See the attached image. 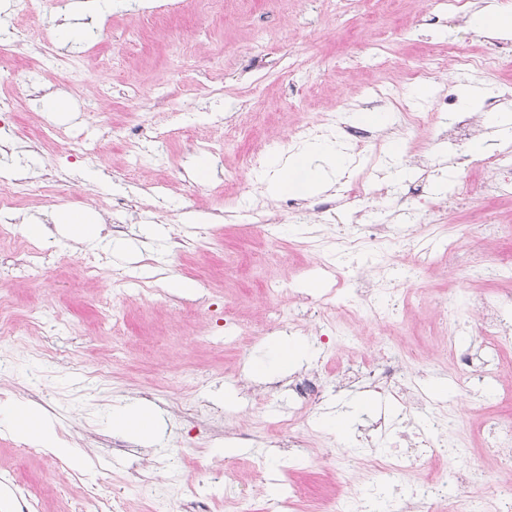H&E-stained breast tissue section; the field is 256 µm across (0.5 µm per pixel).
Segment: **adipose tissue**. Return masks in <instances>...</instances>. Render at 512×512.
<instances>
[{"mask_svg":"<svg viewBox=\"0 0 512 512\" xmlns=\"http://www.w3.org/2000/svg\"><path fill=\"white\" fill-rule=\"evenodd\" d=\"M344 163L345 158L339 149L325 143H311L289 153L286 160L273 162L272 174L267 179L268 188L274 193L293 191L310 196L324 190ZM0 422L36 441L39 447L61 456L71 453L55 428L27 403H1ZM112 426L132 437L150 439L157 431V417L150 406L128 404L113 409Z\"/></svg>","mask_w":512,"mask_h":512,"instance_id":"ef3b65f1","label":"adipose tissue"}]
</instances>
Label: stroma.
<instances>
[{
	"label": "stroma",
	"mask_w": 512,
	"mask_h": 512,
	"mask_svg": "<svg viewBox=\"0 0 512 512\" xmlns=\"http://www.w3.org/2000/svg\"><path fill=\"white\" fill-rule=\"evenodd\" d=\"M87 0L36 7L21 14L0 0V19L22 34L19 56L0 61V97L14 112L0 121V184L19 191L15 221L0 235V385L17 391L54 425L82 464L73 473L26 450L27 439L0 428V512H73L76 503L115 512H224L226 498L254 512L302 487L305 502L341 494L355 500L391 484L399 505L414 503L418 485L446 484L455 464L472 473L462 498L491 504L512 495V455L483 445L487 420L512 427V373L489 377L476 392L461 389L449 345L481 357L482 318L500 310L504 285L490 274L465 271L470 255L485 266L512 259V129L479 126L486 150L459 164L448 141L457 117L512 114V60L497 37L470 25L487 8L512 11V0H468L464 14L446 0H179L151 11L138 0H114L104 15L85 12ZM83 11L77 40L60 31ZM473 56L459 70L449 44ZM424 63L429 79H410ZM478 85L486 98L463 108L457 90ZM426 95H417L419 87ZM388 92L391 129L364 151L345 136L337 142L349 165L327 191L312 197H270L256 155L270 164L288 154L297 127L353 113ZM59 92L67 115L41 109V92ZM399 141L405 179H390L388 145ZM207 153L213 175L198 181L193 160ZM54 169L45 193L23 182ZM360 172L385 195L347 198ZM91 209L101 219L96 239L74 246L53 222L60 207ZM36 218L48 235L45 259L26 269L16 241ZM387 227L397 246L393 270L405 267L435 225L430 260L407 281L396 280L387 323L353 301L366 273L383 274L371 226ZM354 232L358 250L336 252V239ZM133 244L134 257L112 253ZM337 265L346 286L311 294L304 284L323 262ZM190 277L199 293L168 291ZM408 345L401 361L407 386L433 393L444 411L447 440L421 469L398 480L369 470L392 446L388 433L350 446L369 420L390 415L386 394L352 379L361 357H373L385 330ZM301 338L306 356L288 374H253L269 358L273 336ZM328 365L315 400L297 410L293 378ZM233 389L225 402V389ZM372 401L355 410L356 399ZM151 403L160 421L142 442L112 427V410ZM291 409L293 443L274 444V424ZM348 422L336 435L329 417ZM237 443L226 459L216 449Z\"/></svg>",
	"instance_id": "1"
}]
</instances>
